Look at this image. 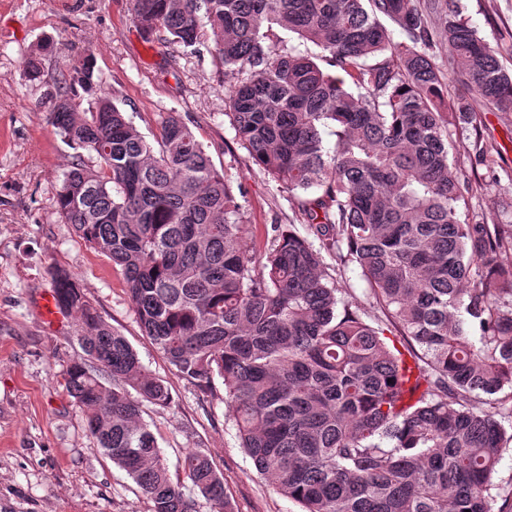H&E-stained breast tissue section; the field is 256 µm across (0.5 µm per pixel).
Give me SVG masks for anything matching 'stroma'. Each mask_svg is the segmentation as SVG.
I'll return each instance as SVG.
<instances>
[{
  "mask_svg": "<svg viewBox=\"0 0 512 512\" xmlns=\"http://www.w3.org/2000/svg\"><path fill=\"white\" fill-rule=\"evenodd\" d=\"M464 14L512 70V0H460ZM132 0H0V512H150L137 484L99 448L63 385L82 357L77 314L47 319L41 300L50 271L75 273L104 319L170 388L168 407L146 406L171 475L187 449L207 453L224 474L238 512H299L255 469L239 445L223 386L196 391L144 336L125 293L120 268L85 245L63 223L56 198L64 173L82 156L49 120L51 94L65 91L73 58L90 52L97 89L130 116L149 141L162 116L175 112L223 171L242 206L257 251L277 224L311 231L299 196L288 193L248 157L227 112L230 79L213 35L197 50L146 39L132 20ZM53 45L32 82L24 69L36 45ZM467 224H512V112L477 108L472 124L450 132ZM325 262L368 323L394 336L384 310L354 265Z\"/></svg>",
  "mask_w": 512,
  "mask_h": 512,
  "instance_id": "1",
  "label": "stroma"
}]
</instances>
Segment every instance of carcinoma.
Returning a JSON list of instances; mask_svg holds the SVG:
<instances>
[{
  "instance_id": "carcinoma-1",
  "label": "carcinoma",
  "mask_w": 512,
  "mask_h": 512,
  "mask_svg": "<svg viewBox=\"0 0 512 512\" xmlns=\"http://www.w3.org/2000/svg\"><path fill=\"white\" fill-rule=\"evenodd\" d=\"M417 0H133L148 38L185 48L205 28L231 85L226 116L249 158L301 202L319 247L274 226L254 251L224 174L174 112L153 146L106 95L89 112L50 100L79 160L57 193L62 221L124 275L143 335L202 394L222 379L241 448L301 512H491V477L506 442L496 414L474 399L512 390V225L464 224L449 131L472 122V101L512 112V71L448 0L452 54L439 66L431 14ZM407 41L395 44L382 19ZM279 27L322 50L279 48ZM39 46L27 65L42 76ZM472 96L448 102L445 73ZM72 79L93 89L89 54ZM334 137L328 145L326 137ZM361 270L418 370L404 402V358L368 324L328 271L324 254ZM61 312L79 315L84 357L64 385L90 436L138 485L150 512H235L224 475L189 449L173 479L144 422L171 391L141 362L65 269L52 272ZM98 354L102 365L90 361Z\"/></svg>"
}]
</instances>
